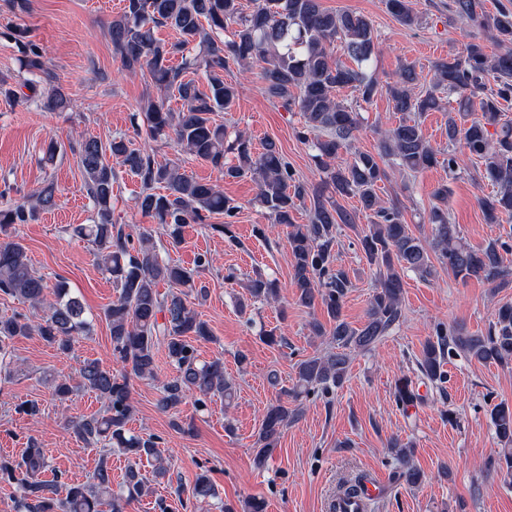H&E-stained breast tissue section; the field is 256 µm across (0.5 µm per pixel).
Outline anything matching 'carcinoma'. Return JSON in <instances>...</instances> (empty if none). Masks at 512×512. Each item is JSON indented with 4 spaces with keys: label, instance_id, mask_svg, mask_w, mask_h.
Wrapping results in <instances>:
<instances>
[{
    "label": "carcinoma",
    "instance_id": "carcinoma-1",
    "mask_svg": "<svg viewBox=\"0 0 512 512\" xmlns=\"http://www.w3.org/2000/svg\"><path fill=\"white\" fill-rule=\"evenodd\" d=\"M386 9L404 26L422 22L411 0H385ZM449 10L488 34L504 50L494 56L478 41L466 44L433 65L429 87H419L416 67L407 64L397 78L381 85L368 75L376 58L378 43L372 22L362 14L328 11L320 0H252L244 9L241 0H124L122 11L112 17L108 35L123 70L148 72L156 94L144 104L143 128L149 140L171 139L180 154L207 162L224 181L251 177L258 200L274 224H286L288 250L292 258L293 285L297 302L305 307L320 303L329 319L310 322L316 337L327 336L334 349L300 360L293 387L285 396L297 401L326 396L343 385L351 354L372 351L390 335L403 317L402 273L412 271L422 278L435 272V264L448 269L462 281L481 279L495 288L512 283V271L504 254L512 250L506 241L493 240L480 249L460 241L456 225L450 223L448 183L441 184L427 212L429 236L415 235L404 224L400 208L385 206L379 195L380 183L388 180L385 159L393 161L406 175L438 164L454 174L455 157L438 160L440 151L425 137L419 117L441 108L442 96L455 98L457 109L448 113L445 127L448 147L461 143L481 160L493 190L480 199L485 220L498 224L512 216V120L504 117L503 103L512 100V8L501 5L486 9L483 0H450ZM159 27L173 29L178 38L166 42L155 36ZM23 57L21 67L29 77L23 86L33 90L34 78L52 81L49 67L37 44L15 31ZM339 48L350 59L346 64L333 54ZM181 58V64L172 60ZM256 63L265 94L284 108L301 112L303 122L295 130L299 141L311 145L320 168L319 183L308 186L295 171L273 139L262 149L251 139L238 135L229 141L224 127L213 114L230 110L238 89L231 76L233 65ZM204 74L202 90L187 74ZM350 88L355 100L340 99L337 92ZM389 95L393 111L405 115L398 124L379 131L378 154L361 152L352 159L342 157L362 127L361 109L380 92ZM178 94L183 110L173 112L166 99ZM49 112L69 106L68 95L53 88L41 99ZM481 117L468 120L470 112ZM117 160L124 172L136 176L141 192L136 198L140 212L166 228L169 243L176 245L186 224H204L214 214L225 222L212 229L231 233L232 218L240 209L224 195L219 185L198 180L182 171L180 160L155 161L145 146H135L125 136L107 143L93 137L78 146V163L87 193L95 204L91 224H80L74 233L92 246L99 267L112 277L118 296L104 312L109 324L112 353L120 374L96 360L79 368V386L94 392L104 402L98 415L71 421L74 434L88 445L106 443L104 455L89 486L73 485L56 474L44 478L48 465L43 449L30 444L20 461L0 460V475L16 481L17 512H126L134 500L153 493L139 471L129 467L122 488L112 489V470L107 455L116 450L131 460L146 456L156 461V472L165 471L154 436L144 437L127 429L132 415L130 380L154 377L156 350L164 349L177 375L163 386L159 400L165 412H177L194 395L195 406H206L212 395L231 398L220 358L201 361L193 342L210 336L207 324L190 306L189 296L205 297L197 286L199 268L208 264L200 257L195 267L164 259L150 235L133 247L122 229L112 224V192L117 179L109 158ZM164 192H158V189ZM357 199L359 210L370 218L360 229L354 215L338 199ZM310 199L308 223H294L297 203ZM55 205V185L43 186L17 204L0 207V292L24 299L43 314L29 318L0 319V367L8 368L11 343L19 337L36 335L59 351L68 353L81 336L91 334L97 316L86 311L78 297L60 282L46 299L47 285L32 267L25 246L13 239L17 224L33 221L40 210ZM357 230L360 251L375 271L378 286L369 302L364 324L356 328L342 315L351 283L336 268L334 242L340 226ZM168 290H160V285ZM253 299H275V282L257 272L248 280ZM436 340H427L418 363L423 384L442 387L447 379V360L462 354L482 363H512V302L494 312L486 334L473 335L444 322L433 326ZM423 401L408 380L399 382L395 402L403 407ZM298 410L278 402L266 410L254 449V464L263 468L272 457L288 421ZM496 437L512 445V409L496 404L490 411ZM396 461L394 479L418 485L423 474L410 464L411 450L399 443L391 446ZM201 501L218 497L206 475L196 478L191 489Z\"/></svg>",
    "mask_w": 512,
    "mask_h": 512
}]
</instances>
